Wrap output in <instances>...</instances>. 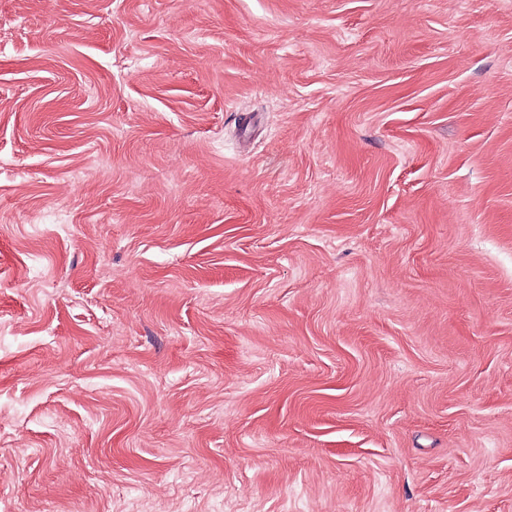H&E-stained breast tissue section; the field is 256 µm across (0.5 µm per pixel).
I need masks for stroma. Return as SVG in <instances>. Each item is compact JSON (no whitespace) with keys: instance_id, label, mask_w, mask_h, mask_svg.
<instances>
[{"instance_id":"stroma-1","label":"stroma","mask_w":512,"mask_h":512,"mask_svg":"<svg viewBox=\"0 0 512 512\" xmlns=\"http://www.w3.org/2000/svg\"><path fill=\"white\" fill-rule=\"evenodd\" d=\"M0 512H512V0H0Z\"/></svg>"}]
</instances>
